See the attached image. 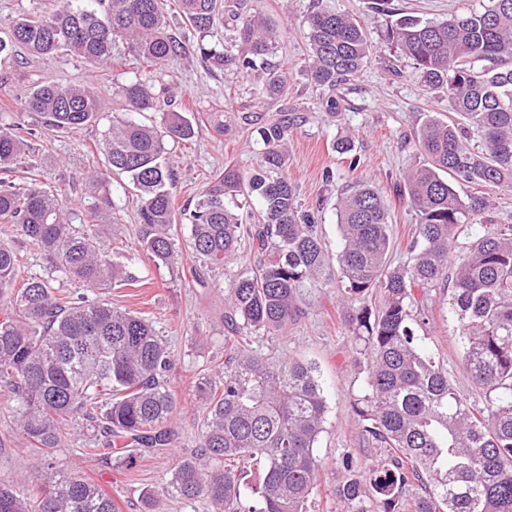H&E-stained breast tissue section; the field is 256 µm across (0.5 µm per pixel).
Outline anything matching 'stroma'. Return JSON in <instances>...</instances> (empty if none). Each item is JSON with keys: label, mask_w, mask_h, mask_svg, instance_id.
<instances>
[{"label": "stroma", "mask_w": 512, "mask_h": 512, "mask_svg": "<svg viewBox=\"0 0 512 512\" xmlns=\"http://www.w3.org/2000/svg\"><path fill=\"white\" fill-rule=\"evenodd\" d=\"M376 0H253L281 32L280 45L268 62L283 77L280 93L267 95L257 74L232 68L205 67L186 58L171 59L163 76L150 77L131 58L116 60L105 70L81 59L60 54L31 57L24 49L0 59V121L34 129L30 163L42 180L58 193L70 211L74 227L90 223L89 210L97 190L84 175L106 166L102 153L104 133L112 116L124 108L117 93L119 85L149 80L160 96L171 98L175 109L195 118L198 133L189 143H169V161L175 180L177 207L195 201L208 179L224 165L252 170L261 159L262 146L256 126L283 114L296 124L288 137L286 174L296 186L303 210L314 214L329 252H336V196L342 186L369 180L386 196L392 228V263L406 259L416 216L395 190V182L409 169L423 164L424 156L415 132L426 116L448 119V98L423 86L409 60L389 52L374 53L355 77L335 90L312 82L309 48L302 20L315 7L347 12L365 20L373 43H380L386 16L377 14ZM90 83L98 87L99 119L95 124L70 131H53L40 117L27 111L24 101L30 88L41 81ZM335 99L338 112L329 114L328 99ZM222 115L223 132H216L210 113ZM348 137L351 155L336 153L335 140ZM359 158L350 169L351 158ZM333 181H326L325 171ZM113 208L105 218L107 247L111 257L125 263L137 276L135 285L108 290L87 289L88 297L105 299L113 305L141 314L167 336L175 354V367L168 380L180 407L173 418L178 432L175 448L164 454L135 456L123 464L87 455L92 441L88 433H77L58 453L66 471L97 484L113 500L117 512H210L205 503L183 500L163 491L170 480L177 454L195 450L204 419L205 400L197 391L199 378L211 366L224 361V294L239 273L254 261L250 250H242L226 269L205 272L203 281L179 276L177 270L156 267L144 259L136 238V197L125 176H109L106 184ZM460 196L482 194L491 202L490 222L474 224L456 240L462 252L476 237L492 231L494 224H512V190L478 188L458 182ZM429 321L418 331L436 357L448 364V372L460 388H468V376L460 360L458 319L448 291H433ZM339 301L335 289H313L287 335L263 343L264 356L316 362L327 403L325 430L316 453L322 461L319 492L311 502L312 512H337L332 491L342 478V455L352 452L362 463L375 461L380 451L365 444L358 429L353 405L362 394V381L351 362L352 339L336 322ZM39 453L28 447L0 457V473L13 489L27 494L45 474L38 465ZM154 493L146 503V493Z\"/></svg>", "instance_id": "1"}]
</instances>
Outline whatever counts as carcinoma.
<instances>
[{"label":"carcinoma","mask_w":512,"mask_h":512,"mask_svg":"<svg viewBox=\"0 0 512 512\" xmlns=\"http://www.w3.org/2000/svg\"><path fill=\"white\" fill-rule=\"evenodd\" d=\"M192 31L189 45L171 33L164 0H94L14 22L10 45L32 55L60 52L92 65L112 62V48L158 74L181 56L204 64L256 71L278 47L276 28L244 0H176ZM376 11L396 19L385 48L411 61L429 88L443 89L465 123L427 117L417 132L427 163L402 177L398 192L417 216L407 258L392 265L388 210L381 191L356 181L337 196L341 248L332 258L311 215L301 212L284 174L291 119L258 129L260 163L245 174L226 165L183 209L187 247L209 271L222 270L249 245L254 265L228 289L224 366L199 382L206 415L199 450L181 455L166 492L202 499L212 512H309L322 462L316 444L327 405L314 364L271 361L253 350L282 335L298 316L305 288H334L339 320L353 337V365L365 394L355 406L363 439L383 449L372 465L350 453L333 496L338 512H512V224H498L453 254L458 233L486 212L478 197L453 187L512 189V0H484L439 20L397 13L389 0ZM235 22L241 49L224 48V18ZM312 81L334 87L357 75L373 54L366 25L327 9L305 18ZM127 111L112 117L103 141L108 168L124 174L138 198L137 239L144 258L173 267L182 258L166 141L190 142L192 120L160 101L152 85L118 89ZM51 130L96 121L91 84L44 81L25 99ZM162 113L159 125L132 118ZM26 129L0 122V223L16 227L27 249L46 257L69 281L92 288L136 282L109 258L102 225L79 232L62 200L43 181L23 184ZM476 135L481 146L466 144ZM253 218L255 222L247 223ZM21 253L0 242V387L15 395L16 416L0 438L41 452L50 476L27 496L0 476V512H116L96 485L56 469L58 449L83 421L102 447L85 452L124 462L171 449L178 401L165 379L173 369L165 337L146 318L110 302L58 293L51 279L28 277L16 287ZM452 284L462 362L482 405L453 384L445 363L415 337L426 324L431 292ZM262 468L257 484L249 470Z\"/></svg>","instance_id":"obj_1"}]
</instances>
